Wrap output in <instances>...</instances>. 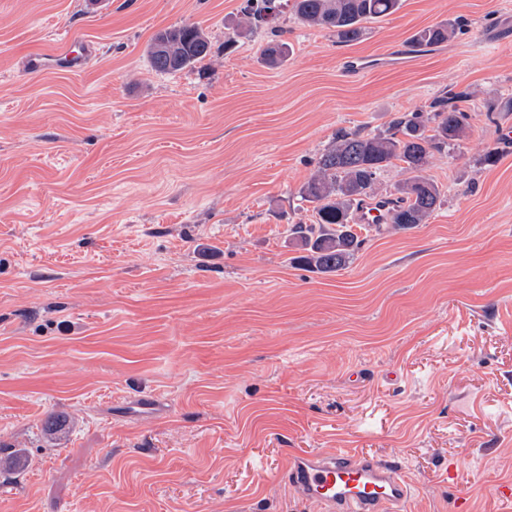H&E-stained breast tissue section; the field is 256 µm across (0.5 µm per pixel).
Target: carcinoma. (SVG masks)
Segmentation results:
<instances>
[{
	"label": "carcinoma",
	"instance_id": "cac0c4a2",
	"mask_svg": "<svg viewBox=\"0 0 512 512\" xmlns=\"http://www.w3.org/2000/svg\"><path fill=\"white\" fill-rule=\"evenodd\" d=\"M401 0H293L300 22L352 43L368 34L367 24L396 12ZM281 0H242L244 24L237 34L281 13ZM459 24L438 23L413 35L419 45L441 44L455 37ZM273 39L262 60L275 66L288 56L283 30L271 28ZM210 41L197 24H182L159 30L148 47L153 68L164 74L181 72L210 54ZM468 114L449 103L432 102L427 110L403 112L392 118L382 132L339 130L332 144L316 160L315 174L302 186L301 201L310 204L308 224L289 229L295 246L303 251L297 260L318 273H336L347 268L362 245L353 231L357 213L377 195L381 173L399 164L407 174L394 187L388 223L407 230L427 223L440 207L442 190L427 171L435 154L449 152L466 135Z\"/></svg>",
	"mask_w": 512,
	"mask_h": 512
}]
</instances>
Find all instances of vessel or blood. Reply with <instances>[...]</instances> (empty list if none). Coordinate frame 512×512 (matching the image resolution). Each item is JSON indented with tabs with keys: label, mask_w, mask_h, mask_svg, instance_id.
I'll return each instance as SVG.
<instances>
[{
	"label": "vessel or blood",
	"mask_w": 512,
	"mask_h": 512,
	"mask_svg": "<svg viewBox=\"0 0 512 512\" xmlns=\"http://www.w3.org/2000/svg\"><path fill=\"white\" fill-rule=\"evenodd\" d=\"M89 59L87 43L70 39L30 53V70L73 71ZM284 481L320 512H405L413 487L401 469L363 453L336 451L291 455Z\"/></svg>",
	"instance_id": "vessel-or-blood-1"
}]
</instances>
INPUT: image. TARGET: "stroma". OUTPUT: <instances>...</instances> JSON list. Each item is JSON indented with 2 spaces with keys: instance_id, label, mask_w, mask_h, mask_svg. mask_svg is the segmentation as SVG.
Here are the masks:
<instances>
[{
  "instance_id": "obj_1",
  "label": "stroma",
  "mask_w": 512,
  "mask_h": 512,
  "mask_svg": "<svg viewBox=\"0 0 512 512\" xmlns=\"http://www.w3.org/2000/svg\"><path fill=\"white\" fill-rule=\"evenodd\" d=\"M240 3L0 0V512H318L281 470L336 448L396 463L406 512H512V0H402L350 44L288 8L276 68L266 28L226 44ZM185 22L210 55L156 72ZM67 35L84 70L25 69ZM450 92L441 208L307 271L288 229L337 130ZM459 30L458 23H438L419 30L412 38L416 44L431 46L448 41L455 37ZM210 41L197 24H182L159 30L148 47L153 68L164 74L181 72L210 54ZM271 33L274 39H271L263 49L262 60L269 66H275L288 56L289 47L288 42L281 39L283 30L272 27Z\"/></svg>"
}]
</instances>
